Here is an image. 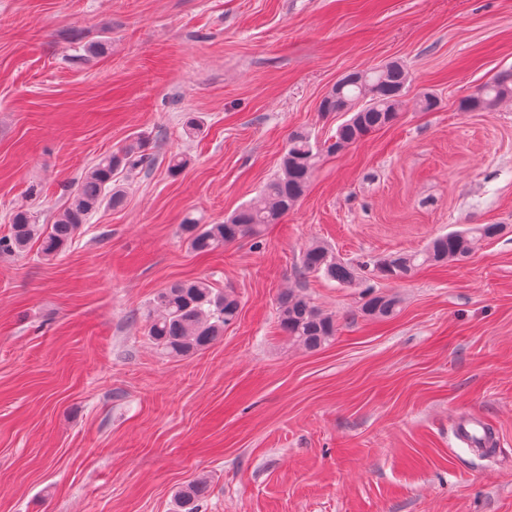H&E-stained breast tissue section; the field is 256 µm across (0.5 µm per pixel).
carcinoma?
I'll return each mask as SVG.
<instances>
[{
  "instance_id": "obj_1",
  "label": "carcinoma",
  "mask_w": 512,
  "mask_h": 512,
  "mask_svg": "<svg viewBox=\"0 0 512 512\" xmlns=\"http://www.w3.org/2000/svg\"><path fill=\"white\" fill-rule=\"evenodd\" d=\"M409 82L410 74L399 62L342 78L341 87L331 89L322 107L324 112L353 110L350 118L337 128L334 142L325 146L305 130L291 132L280 173L254 199L219 224H202L191 216L183 219L180 229L189 248L197 254H208L240 237H260L266 225L278 223L304 196L324 155L361 142L395 123L405 104ZM506 100H512L511 74L500 75L461 98L459 110L481 111ZM143 147L144 142L138 139L101 157L80 178L53 223L38 224L31 212H16L9 234L0 238V252H23L37 241L43 257L57 256L91 212L104 204L113 208L123 204L125 190L112 183V176L120 169L133 171L142 167L147 160ZM503 229L501 224H476L438 234L420 252L389 253L356 265L342 260L329 245L315 240L301 251L300 272L321 275L346 286H353L368 275L397 283L422 266L466 261L481 242L499 236ZM399 303L395 294L373 293L363 303L362 313L372 319H387L395 315ZM239 308L235 294L213 288L206 279L173 282L152 299L145 314L144 333L161 353L186 357L220 341L224 328L238 318ZM277 322L284 335L308 350L319 349L336 336V318L293 291L280 297ZM208 491L209 483L205 480L187 485L176 494L177 512H199Z\"/></svg>"
}]
</instances>
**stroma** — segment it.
Wrapping results in <instances>:
<instances>
[{
    "instance_id": "obj_1",
    "label": "stroma",
    "mask_w": 512,
    "mask_h": 512,
    "mask_svg": "<svg viewBox=\"0 0 512 512\" xmlns=\"http://www.w3.org/2000/svg\"><path fill=\"white\" fill-rule=\"evenodd\" d=\"M393 59L411 74L394 125L324 156L260 239L188 249L184 216L249 202L291 131L347 120L320 110L345 73ZM504 71L512 0H0V237L20 209L51 223L134 138L152 159L58 256L0 253V512H175L200 478L202 512H512V103L458 109ZM423 92L436 110L411 107ZM470 224L504 231L372 280L401 300L387 321L363 315L370 288L299 271L311 239L354 264ZM198 278L239 316L164 357L137 316ZM291 289L335 315L321 349L279 331ZM469 416L492 451L458 438Z\"/></svg>"
}]
</instances>
